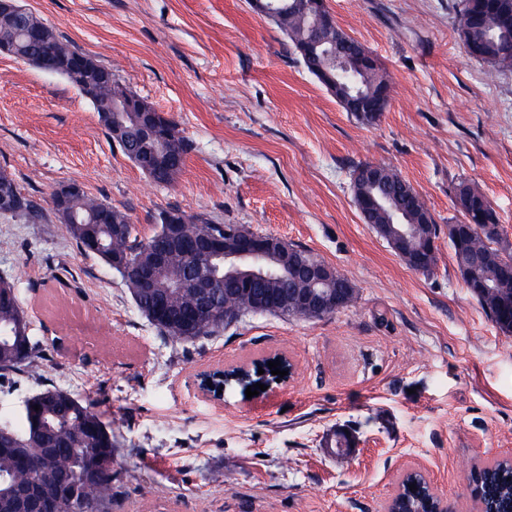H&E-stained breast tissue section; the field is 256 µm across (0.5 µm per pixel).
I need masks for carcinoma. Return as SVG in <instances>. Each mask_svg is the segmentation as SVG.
<instances>
[{
    "label": "carcinoma",
    "instance_id": "1",
    "mask_svg": "<svg viewBox=\"0 0 512 512\" xmlns=\"http://www.w3.org/2000/svg\"><path fill=\"white\" fill-rule=\"evenodd\" d=\"M265 12L288 37L300 59L314 76L324 72L332 58L354 53L358 41L346 33L333 43L319 42L325 33V21L316 20L310 0H261ZM475 0H462L456 15L461 40L476 47L482 59L501 70H512V20L498 10L480 11ZM27 36L9 14H0V45L8 44L29 57L45 56L61 71L62 77L89 99L109 138L149 178L161 174L166 184L175 182L191 150L177 125L161 116L158 136L145 142L138 123L141 112L155 107L131 92L112 77V69L77 51L60 39L56 31L35 15L29 16ZM390 81L382 68H367L355 76L353 84L342 89L334 84L328 89L337 101L349 94L374 101ZM353 193L372 195L380 206L370 224L394 225L397 221L415 225L411 248L427 249L438 238L437 225L421 220L424 204L414 188L395 171L387 168L377 183L357 180ZM0 190L17 198L10 214L0 212V219L23 218L28 222L42 218V209L24 195L6 169L0 167ZM456 191L468 195L469 205L461 211L468 230L451 243L456 264L464 282L481 281L489 290L473 294L481 308L501 330L512 325V296L503 298L494 292L512 267V244L498 247L485 241L478 227L497 224L499 217L490 201L468 183L461 181ZM64 224L69 236L85 252L100 257L112 269H125L122 275L137 309L161 335L173 342H193L219 335L231 322L230 317L248 311V296L264 294L282 287L278 279L251 288L235 282L223 284L212 301V312L205 320L196 319V289L192 280L200 275H224L202 259L182 249L171 252L168 260L154 267L151 287H142L136 269L152 264L149 240L133 235L127 212L105 200L89 196L83 189L71 193L62 209H51ZM158 230L174 224L180 236L192 240L204 235L224 237V225L214 224L201 215H187L170 208L154 217ZM272 261L288 271V287L308 288L310 284L294 267L296 262L316 261L308 251L289 246L272 254ZM22 308L13 281L0 277V376L17 370L34 371L40 363L32 354L27 323L19 321ZM40 406L34 410V406ZM112 428L93 404L68 391L46 389L25 400L17 421H0V504L7 512H112ZM477 497L497 505L498 512L512 506V468L498 464L483 469L473 478Z\"/></svg>",
    "mask_w": 512,
    "mask_h": 512
}]
</instances>
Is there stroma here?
Wrapping results in <instances>:
<instances>
[{"instance_id": "35a3bbf8", "label": "stroma", "mask_w": 512, "mask_h": 512, "mask_svg": "<svg viewBox=\"0 0 512 512\" xmlns=\"http://www.w3.org/2000/svg\"><path fill=\"white\" fill-rule=\"evenodd\" d=\"M174 121L192 146L153 183L112 145L65 78L0 53V167L41 207L67 183L125 210L138 237L159 210L237 224L310 252L355 299L320 319L251 314L217 337L163 338L118 272L52 215L0 221L40 370L0 378V420L47 388L92 401L112 425V512H385L415 468L471 512L470 467L512 457V334L458 271L448 227L460 181L487 197L512 242V71L466 55L461 0H327L386 72L391 101L364 125L309 74L251 0H21ZM361 163L398 173L438 226L437 263L409 267L354 201ZM281 356L291 373H263ZM260 373L246 396L217 367ZM355 445L336 455L337 431ZM228 375H244V370L237 368L232 373H226L223 368H216L201 377L200 389L205 395L220 400L224 397V377ZM219 380L222 382L218 383ZM207 382H212V385L208 386ZM219 390H222V393H219Z\"/></svg>"}]
</instances>
